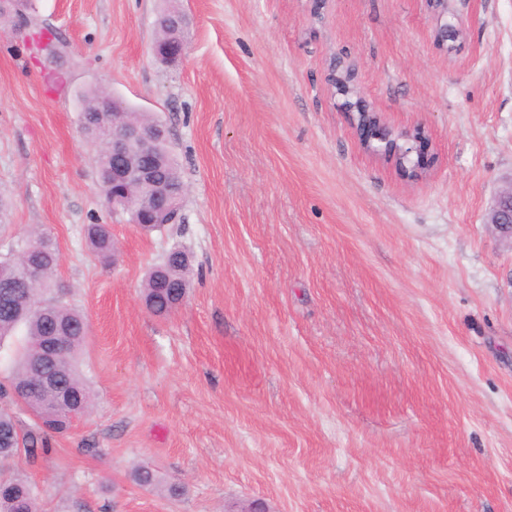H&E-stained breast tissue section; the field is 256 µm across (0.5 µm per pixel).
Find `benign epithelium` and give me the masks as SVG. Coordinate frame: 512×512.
Returning <instances> with one entry per match:
<instances>
[{
	"label": "benign epithelium",
	"mask_w": 512,
	"mask_h": 512,
	"mask_svg": "<svg viewBox=\"0 0 512 512\" xmlns=\"http://www.w3.org/2000/svg\"><path fill=\"white\" fill-rule=\"evenodd\" d=\"M170 32L174 38L163 42L160 48L154 47V55L167 63L182 58L186 51L184 36L173 28ZM329 77L332 85L346 96L342 107L362 145L406 171L413 170L414 177H421L425 160L421 149L414 146L422 139L421 131L394 133L379 113L366 107L359 92L351 88L349 74L333 71ZM167 143L166 126L143 128L129 122L112 133L111 142L101 145L100 151L112 154V208L129 212L131 223L138 226L171 224L180 211L185 188L172 187V181L163 176L168 153L161 147ZM134 186L147 189L145 200L130 201L127 189ZM485 223L512 240V179L495 193Z\"/></svg>",
	"instance_id": "7a95c632"
}]
</instances>
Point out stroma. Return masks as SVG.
Returning a JSON list of instances; mask_svg holds the SVG:
<instances>
[{
	"label": "stroma",
	"mask_w": 512,
	"mask_h": 512,
	"mask_svg": "<svg viewBox=\"0 0 512 512\" xmlns=\"http://www.w3.org/2000/svg\"><path fill=\"white\" fill-rule=\"evenodd\" d=\"M31 0L67 43L0 26V239L37 229L90 334L95 394L37 462L45 512H512V246L486 224L512 175V0ZM354 72L394 130L423 128L422 179L366 151L327 75ZM102 86L169 130L180 221L105 208L77 95ZM110 225L114 260L84 227ZM180 249L185 303L147 271ZM146 464L186 492L137 486ZM169 33H173V38L162 44V48L158 46L154 47V55L163 62H175L178 59H181L186 51V43L184 36L182 34H178V32L172 29H166ZM186 253L182 250L169 252L163 263L170 269L176 270L183 268L180 273H174L169 279H165V287L158 289L157 283L151 278V271L147 273L143 282V295L145 303H147L148 310L158 316L169 315L174 312L175 305L183 296L186 295V290L189 288L190 279V264H185Z\"/></svg>",
	"instance_id": "stroma-1"
}]
</instances>
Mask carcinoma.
Instances as JSON below:
<instances>
[{
    "label": "carcinoma",
    "mask_w": 512,
    "mask_h": 512,
    "mask_svg": "<svg viewBox=\"0 0 512 512\" xmlns=\"http://www.w3.org/2000/svg\"><path fill=\"white\" fill-rule=\"evenodd\" d=\"M81 130L91 140L101 143L112 140V119L143 124L157 122L146 112H137L130 105L119 106L116 117L100 121L90 110L100 105L112 106L113 96L97 86L85 89L81 95ZM95 176L104 202L112 206V161L98 154ZM85 238L90 250L106 259L112 258L116 245L107 224H87ZM7 266L9 275L0 278V341L21 334L20 345L10 359V369L0 383V397L11 398L27 414L32 423L24 425L19 416L0 410V512H43L37 486L28 475L14 467L20 456L34 463L49 452L48 440L54 434H62L71 420L86 415L93 406V394L80 374L76 359L89 331L86 317L58 295L59 285L55 272L59 264V250L53 240L44 233H34L17 240L15 246L0 259ZM164 264L175 271L165 280V287L146 275L143 295L148 310L158 316L169 315L189 288L190 264L185 262V252H169ZM35 266L41 270L39 281L26 276V268ZM53 341L61 352L60 360L46 363L39 357L46 342ZM53 379V384L30 396L25 390L34 385L40 375ZM140 487L160 485L157 474L141 466L132 474Z\"/></svg>",
    "instance_id": "cac0c4a2"
}]
</instances>
